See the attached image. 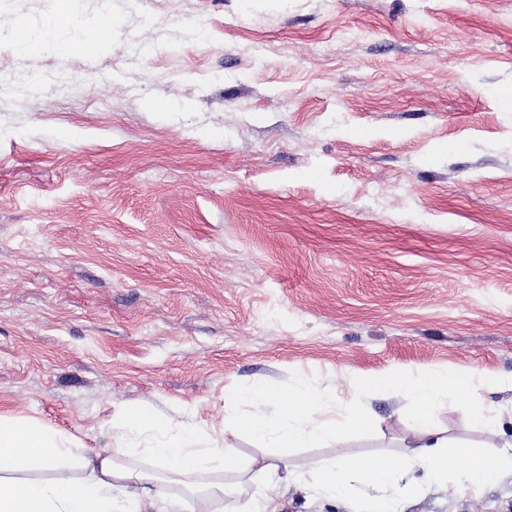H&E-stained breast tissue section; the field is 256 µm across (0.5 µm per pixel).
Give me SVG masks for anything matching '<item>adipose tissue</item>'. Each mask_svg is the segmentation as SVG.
I'll use <instances>...</instances> for the list:
<instances>
[{"label":"adipose tissue","instance_id":"1","mask_svg":"<svg viewBox=\"0 0 512 512\" xmlns=\"http://www.w3.org/2000/svg\"><path fill=\"white\" fill-rule=\"evenodd\" d=\"M112 424L132 435L149 429L154 440L142 450L128 442L91 458L42 427L0 418V512H117L112 489L118 484L126 496L124 512H199L206 501L223 503L224 512H236L234 489L204 478L215 463L225 471H238L233 449L201 446L195 429L174 427L166 416L145 409H121L113 415ZM447 446L445 440L432 439L416 464L435 484L450 485L452 493L480 491L499 475L512 472V446L494 453L465 449L456 480H449ZM140 452L158 461L161 472L127 466V459ZM73 463L86 468L87 476L78 481L45 479V472ZM404 465L403 459L393 455L340 456L316 467L312 478L329 496L346 494L357 481L367 484L375 491L369 512H398L392 490L404 475ZM162 477L181 485L183 494H149L148 484Z\"/></svg>","mask_w":512,"mask_h":512}]
</instances>
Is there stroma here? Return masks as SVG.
<instances>
[{"label":"stroma","instance_id":"stroma-1","mask_svg":"<svg viewBox=\"0 0 512 512\" xmlns=\"http://www.w3.org/2000/svg\"><path fill=\"white\" fill-rule=\"evenodd\" d=\"M0 0V417L94 453L140 407L235 449L239 512H366L292 476L344 453L410 456L430 435L512 437V0ZM72 74L31 88L26 71ZM430 367L485 378L493 425L453 407L419 428L397 393L374 436L283 454L230 425L224 391ZM501 378L498 386L489 385ZM418 485L402 512H512V473L476 494Z\"/></svg>","mask_w":512,"mask_h":512}]
</instances>
